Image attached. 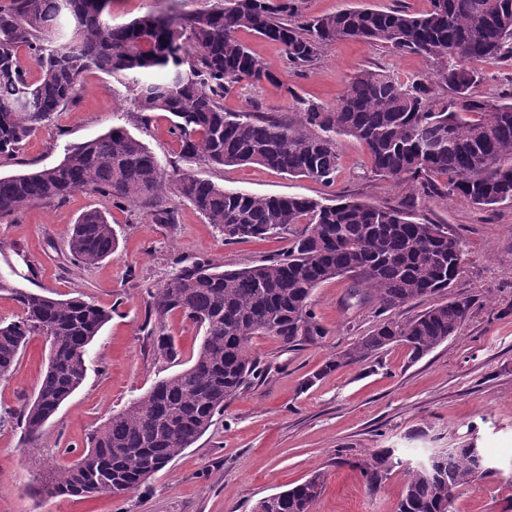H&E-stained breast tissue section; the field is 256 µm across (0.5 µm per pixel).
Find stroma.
I'll use <instances>...</instances> for the list:
<instances>
[{
  "label": "stroma",
  "mask_w": 512,
  "mask_h": 512,
  "mask_svg": "<svg viewBox=\"0 0 512 512\" xmlns=\"http://www.w3.org/2000/svg\"><path fill=\"white\" fill-rule=\"evenodd\" d=\"M214 3L111 0L107 18L121 25L149 13L177 17ZM430 7V0H294L299 22L349 8L421 14ZM239 37L277 72L279 82L236 85L224 98L231 112L285 109L291 89L332 105L364 69H382L402 80L435 75L433 64L420 55L358 40L322 46L314 62L297 72L288 66L282 45L244 31ZM472 67L480 76L475 96L512 100V59L476 61ZM115 126L142 139L163 165L176 162L170 114L152 112L140 123L128 85L90 72L67 109L40 123L15 159L0 163V175L56 165L69 145ZM338 151L339 167L329 185L259 166L194 164L190 170L253 195L411 203L419 217L447 225L466 245L465 271L449 290L450 296L472 301L461 335L416 362L393 344L366 361L324 372L329 358L379 322L372 305L347 307L350 279L327 280L315 289L312 304L327 336L298 345L254 337L248 349L265 365V379L230 401L191 447L140 489L80 500L42 496L35 459L67 464L112 414L159 377L190 366L200 338L181 315L167 323L180 354L176 363L156 360L142 330L151 292L175 271L177 261L202 258L242 268L284 253L290 238L225 241L188 201L175 196L166 201L174 217L170 224L155 223L140 207L114 208L93 193L35 203L0 222V276L56 298L84 295L111 309L112 318L90 346L84 383L38 442H28L13 412L34 396L46 369L44 339L33 337L15 371L0 377V512H252L261 499L316 472L323 474L324 488L313 512H397L408 469L470 443L480 448L491 472L459 488L448 512H512V202L466 204L374 176L364 146L348 136L339 138ZM95 208L107 212L118 248L98 265L79 267L67 257V228ZM383 449L391 450L394 465L377 485H369L361 470Z\"/></svg>",
  "instance_id": "stroma-1"
}]
</instances>
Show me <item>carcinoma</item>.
Masks as SVG:
<instances>
[{"mask_svg":"<svg viewBox=\"0 0 512 512\" xmlns=\"http://www.w3.org/2000/svg\"><path fill=\"white\" fill-rule=\"evenodd\" d=\"M110 0H10L0 7V157H12L34 125L63 111L84 73L95 70L129 80L140 121L147 112L174 117L179 159L218 166L258 165L290 176L333 182L338 138L363 144L370 171L397 182L421 181L473 205L512 200V103L478 99V60L512 58V0H431L425 14L404 10L343 9L304 23L290 4L224 0L179 19L148 15L114 26L104 19ZM246 30L285 47L288 65L308 67L319 49L342 40L375 41L396 52L419 54L437 66L454 94L435 96L425 77L405 83L380 70H363L336 104L305 99L287 89L299 118L274 112H226L224 93L245 81H276L275 73L238 38ZM37 56L41 73L30 80L20 54ZM97 193L116 208L141 204L155 221L171 223L165 200H187L224 235L247 242L292 234L287 253L241 269L197 262L156 288L143 329L156 358L179 357L165 334L178 313L202 332L192 364L162 377L88 436L66 465L47 470L38 492L90 498L139 489L190 447L224 411L226 402L260 380L265 368L248 353L256 335L286 344L318 340L326 329L311 297L323 282L349 276L358 297L380 311L443 293L466 262L461 241L448 229L416 220L408 205L341 199L335 204L297 196L230 191L190 171H166L158 157L126 129L112 128L66 149L51 167L0 176V220L40 201ZM70 262L94 266L112 256L117 239L100 211L84 213L68 230ZM21 309L0 322V376L10 375L33 336L49 343L47 370L36 395L15 412L35 442L50 418L83 384L89 347L112 310L80 296L57 299L26 291L0 277V293ZM468 298L436 303L402 322L384 321L322 372L363 361L391 344L418 360L461 334ZM392 465L390 451L363 471L377 483ZM489 471L480 449L452 448L406 474L398 512H448V493ZM324 479L304 482L261 499L254 512H312Z\"/></svg>","mask_w":512,"mask_h":512,"instance_id":"obj_1","label":"carcinoma"}]
</instances>
